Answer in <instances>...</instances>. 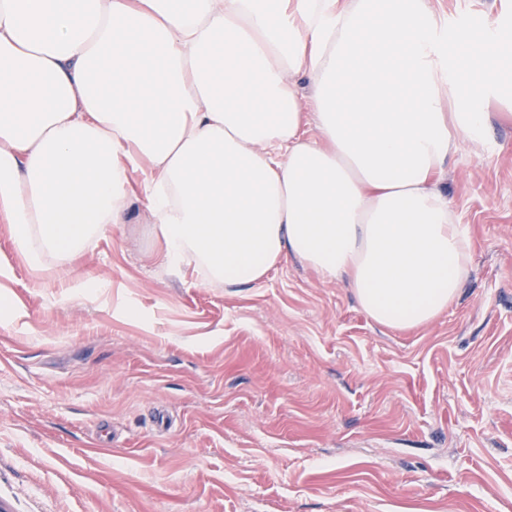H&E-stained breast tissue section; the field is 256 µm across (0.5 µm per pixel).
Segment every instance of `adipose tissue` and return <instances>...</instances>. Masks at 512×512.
<instances>
[{
  "label": "adipose tissue",
  "instance_id": "ef3b65f1",
  "mask_svg": "<svg viewBox=\"0 0 512 512\" xmlns=\"http://www.w3.org/2000/svg\"><path fill=\"white\" fill-rule=\"evenodd\" d=\"M475 40L431 0H0V223L71 261L146 161L167 267L239 287L292 256L426 324L471 269L438 176L490 104L512 121V32Z\"/></svg>",
  "mask_w": 512,
  "mask_h": 512
}]
</instances>
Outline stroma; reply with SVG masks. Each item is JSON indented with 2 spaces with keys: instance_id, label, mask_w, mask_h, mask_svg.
Masks as SVG:
<instances>
[{
  "instance_id": "1",
  "label": "stroma",
  "mask_w": 512,
  "mask_h": 512,
  "mask_svg": "<svg viewBox=\"0 0 512 512\" xmlns=\"http://www.w3.org/2000/svg\"><path fill=\"white\" fill-rule=\"evenodd\" d=\"M489 140L443 176L470 276L409 330L294 258L232 288L163 266L139 173L67 276L0 224V512H512V124Z\"/></svg>"
}]
</instances>
